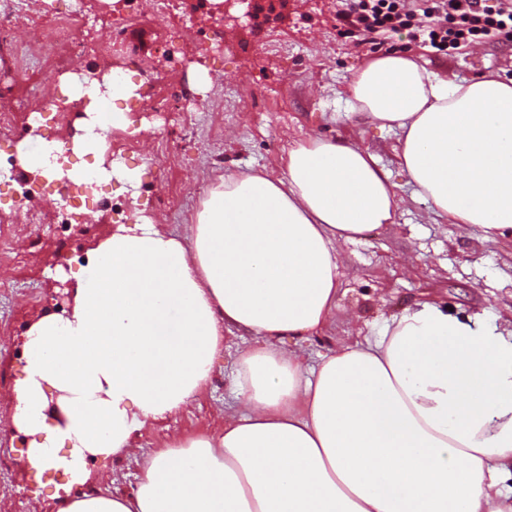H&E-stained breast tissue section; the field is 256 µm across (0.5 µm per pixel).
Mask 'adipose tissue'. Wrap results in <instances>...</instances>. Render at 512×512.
<instances>
[{
	"instance_id": "1",
	"label": "adipose tissue",
	"mask_w": 512,
	"mask_h": 512,
	"mask_svg": "<svg viewBox=\"0 0 512 512\" xmlns=\"http://www.w3.org/2000/svg\"><path fill=\"white\" fill-rule=\"evenodd\" d=\"M63 84L93 101L74 153L95 157L99 181L138 187V169L106 161L95 107L137 85L106 94L76 73ZM346 104L400 132L399 164L437 218L488 239L512 231V78L457 82L392 53L354 74ZM63 151L15 148L24 173L78 178ZM399 203L375 154L310 137L283 174L218 175L184 233L139 215L86 267H56L72 306L19 338L9 421L30 470L64 475L55 512H512V323L483 329L418 303L316 368L304 361L303 342L336 318L340 243L392 223ZM232 329L249 342L223 427L174 438L141 460L131 492L111 490L92 462L135 457L137 432L211 383Z\"/></svg>"
}]
</instances>
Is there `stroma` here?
I'll return each instance as SVG.
<instances>
[{
    "instance_id": "35a3bbf8",
    "label": "stroma",
    "mask_w": 512,
    "mask_h": 512,
    "mask_svg": "<svg viewBox=\"0 0 512 512\" xmlns=\"http://www.w3.org/2000/svg\"><path fill=\"white\" fill-rule=\"evenodd\" d=\"M343 0H291L277 17L227 27L223 49L207 43L211 23L175 10L161 21L126 28V45L150 57L157 41L171 32L193 29L183 41L187 57L202 59L213 83L206 94L191 88L189 67L154 71L141 89L138 124L141 151L127 166H145L137 196L112 182L113 195L125 199L126 212L141 210L167 228L191 223L210 179L246 171L279 173L289 148L309 136L352 139L374 153L390 171L403 204L395 223L341 243L340 308L333 325L304 342L309 365L344 337L376 335L389 314L419 302L445 307L481 326L512 320V234L485 239L475 225L437 224L429 203L411 200V186L398 164L400 134L359 125L347 114L346 88L369 59L408 53L427 70L452 80L489 75L512 77V41L481 44L436 54L408 33L362 43L337 18ZM175 87L186 112L159 114L153 106ZM10 187L0 188V250L15 260L0 263V420L11 412L7 402L21 376V355L10 344L28 322L46 311L57 287L50 267L79 269L80 258L115 226L102 217L93 231L84 223L28 224L27 211L57 215L49 194L20 208ZM243 338L226 335L224 352L212 383L182 412L137 435L140 456L164 448L170 436L187 437L219 429L224 409L234 401L229 379ZM23 448L0 427V512L31 508L35 472L22 460Z\"/></svg>"
}]
</instances>
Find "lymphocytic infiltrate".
<instances>
[{
	"label": "lymphocytic infiltrate",
	"mask_w": 512,
	"mask_h": 512,
	"mask_svg": "<svg viewBox=\"0 0 512 512\" xmlns=\"http://www.w3.org/2000/svg\"><path fill=\"white\" fill-rule=\"evenodd\" d=\"M341 18L363 38L405 30L443 54L512 39V0H347Z\"/></svg>",
	"instance_id": "obj_1"
}]
</instances>
